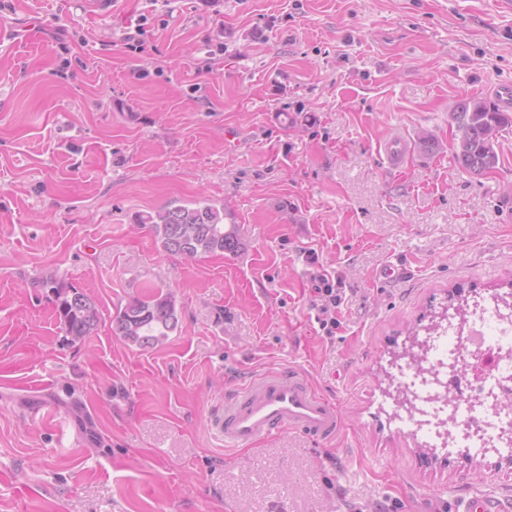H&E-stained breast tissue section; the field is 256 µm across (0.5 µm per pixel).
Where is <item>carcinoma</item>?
Returning a JSON list of instances; mask_svg holds the SVG:
<instances>
[{"mask_svg": "<svg viewBox=\"0 0 512 512\" xmlns=\"http://www.w3.org/2000/svg\"><path fill=\"white\" fill-rule=\"evenodd\" d=\"M452 120L458 132L453 145L456 162L475 175L494 170L499 160L498 138L512 124V115L483 100H464L452 112ZM137 223L149 226L163 251L187 258L236 255L244 248L240 225L232 213L207 198L140 214ZM42 287L54 298L68 342H82L97 332L102 316L91 296L53 279L43 281ZM178 322L174 292L158 288L117 308L111 327L122 341L144 349L164 344Z\"/></svg>", "mask_w": 512, "mask_h": 512, "instance_id": "cac0c4a2", "label": "carcinoma"}]
</instances>
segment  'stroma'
Wrapping results in <instances>:
<instances>
[{
    "label": "stroma",
    "mask_w": 512,
    "mask_h": 512,
    "mask_svg": "<svg viewBox=\"0 0 512 512\" xmlns=\"http://www.w3.org/2000/svg\"><path fill=\"white\" fill-rule=\"evenodd\" d=\"M144 24L148 53L120 37ZM70 44L63 53L61 43ZM224 52L198 66L208 44ZM512 81L499 0H12L0 12V512H454L512 498L494 457L422 447L391 364L457 297L512 290V128L456 163L457 102ZM411 147L392 171L379 144ZM432 134L433 153L415 147ZM205 197L244 250L162 251L139 214ZM343 298L313 309L309 254ZM403 273L384 282L389 266ZM95 298L67 343L47 289ZM172 288L156 348L117 307ZM269 368L333 400L340 430L246 449L211 425ZM508 505L497 497L476 493L463 502L462 512H504Z\"/></svg>",
    "instance_id": "stroma-1"
}]
</instances>
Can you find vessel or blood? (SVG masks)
<instances>
[{
	"label": "vessel or blood",
	"mask_w": 512,
	"mask_h": 512,
	"mask_svg": "<svg viewBox=\"0 0 512 512\" xmlns=\"http://www.w3.org/2000/svg\"><path fill=\"white\" fill-rule=\"evenodd\" d=\"M339 415L334 402L315 392L299 374L268 370L255 375L228 398L213 427L229 448H240L289 428L334 438ZM497 497L477 493L463 503L462 512H504Z\"/></svg>",
	"instance_id": "vessel-or-blood-1"
}]
</instances>
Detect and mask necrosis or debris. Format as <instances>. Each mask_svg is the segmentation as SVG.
<instances>
[{"label": "necrosis or debris", "instance_id": "1", "mask_svg": "<svg viewBox=\"0 0 512 512\" xmlns=\"http://www.w3.org/2000/svg\"><path fill=\"white\" fill-rule=\"evenodd\" d=\"M423 343L426 360L394 374L413 403L404 427L432 448L512 453V299L478 300L465 316L448 315Z\"/></svg>", "mask_w": 512, "mask_h": 512}]
</instances>
